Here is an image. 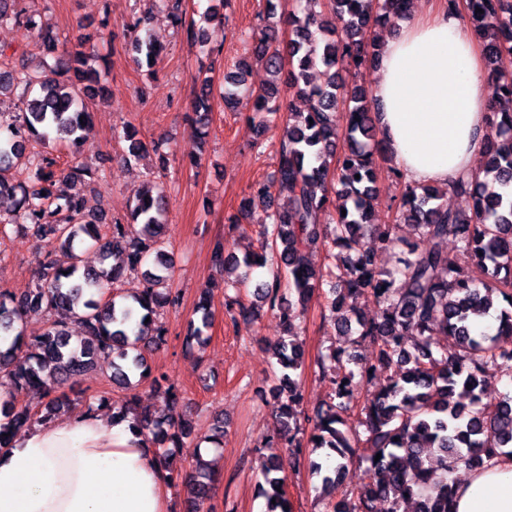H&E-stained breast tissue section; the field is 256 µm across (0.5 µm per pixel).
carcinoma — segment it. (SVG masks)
Here are the masks:
<instances>
[{
    "label": "carcinoma",
    "instance_id": "1",
    "mask_svg": "<svg viewBox=\"0 0 512 512\" xmlns=\"http://www.w3.org/2000/svg\"><path fill=\"white\" fill-rule=\"evenodd\" d=\"M259 16L253 52L266 69L278 75L289 67L286 84L296 97L308 102L305 112H293L276 151L270 182H257L253 192L271 197L286 193L289 206L275 210L261 232V252L239 256L215 251L224 272L225 289L241 291L253 284L246 303L239 296L224 298L232 321L251 320L266 305L278 315L286 336L273 347L283 373L272 388L277 411L286 428L268 440L271 448L294 452L303 445L312 451L336 453V465L323 469L311 461L320 479L318 498L323 512H374L380 497L390 512H452L456 487L452 474L477 470L502 456L512 457V396L484 400V388L494 377L512 381V313L501 310L507 332L491 335L476 328L490 315L494 299L512 307V112H491L484 154L485 178L457 179L445 190L463 199L466 207L450 209L440 203V191L403 180L389 167L399 185V203L391 224L371 220L377 205L376 157L391 162L375 125L373 102L363 86L345 81L340 66L356 69L376 55L375 28L387 10L404 16L409 0H327L329 14H317L312 4L298 3L289 16L291 38L277 39L272 19L274 0H267ZM185 25L187 39L201 50H219L224 39V18L212 13V28L183 20V0H157ZM467 16L482 38L489 69L498 74L492 96L512 102V72L504 66L512 54V0H467ZM12 23L48 49L59 48V38L26 0H0V24ZM129 49L139 66L151 67L162 45L149 27V18H135ZM99 55L78 44L62 51L51 67L14 70L0 61V94L23 86L24 108L14 122L0 130V233L19 225L35 236L50 235L58 250L45 256L34 287L17 294L0 285V335L11 337L0 347V377L9 381L8 397L0 398V446L12 428L50 418L67 403L61 388L98 361L112 367V383L130 390L149 371V348L163 341L164 311L177 305L170 282L172 271L165 245V188L147 180L131 193L125 221L102 222L98 209L88 206L84 166L65 170L58 148L78 152L84 145L89 111L84 90L101 84L106 71ZM319 69L324 81L310 82ZM243 66L224 76L220 97L230 107L241 93L251 95L259 123L280 109V88L272 82L264 89L246 86ZM211 87L201 82L195 95L196 122L212 111ZM126 158L143 156L145 143L136 132H124ZM43 150L26 156L27 144ZM335 214L333 223L325 217ZM415 231L414 241L398 236L399 226ZM456 241L447 251L443 242ZM90 244L100 253V267L85 268L77 249ZM392 254L393 267L374 263L373 247ZM335 261L324 270L318 251ZM145 265L144 284L119 292L114 283L124 271ZM482 265L488 280L477 286L466 272ZM329 286L327 307L336 321V333L345 337L318 356L317 375L326 377L331 394L326 407L300 421L301 382L306 369L305 351L293 333L308 303ZM372 298L380 312L375 318L360 314L359 301ZM32 310H45L51 319L44 332L29 338L24 319ZM190 320L186 345L203 342L212 321L209 294L200 297ZM82 326L83 337L74 342L70 324ZM367 345L375 356L358 360L356 347ZM387 383L371 393L365 387L377 373ZM37 388L48 398L40 414L16 405L17 395ZM118 411L133 416L158 458L169 463L176 449L193 434L182 420H161L141 404L135 394L125 397ZM355 448L370 450L366 480L355 492L336 495L343 472ZM381 458H376V455ZM285 457L273 453L257 465L258 496L267 512H287L284 488ZM214 477L196 460L189 487L188 512H202L210 498Z\"/></svg>",
    "mask_w": 512,
    "mask_h": 512
}]
</instances>
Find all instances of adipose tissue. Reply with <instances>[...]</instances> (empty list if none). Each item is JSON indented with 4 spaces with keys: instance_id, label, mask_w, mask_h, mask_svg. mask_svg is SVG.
Segmentation results:
<instances>
[{
    "instance_id": "1",
    "label": "adipose tissue",
    "mask_w": 512,
    "mask_h": 512,
    "mask_svg": "<svg viewBox=\"0 0 512 512\" xmlns=\"http://www.w3.org/2000/svg\"><path fill=\"white\" fill-rule=\"evenodd\" d=\"M375 66L377 129L404 177L442 186L473 177L495 77L462 9L401 18ZM453 510L512 512V459L470 472ZM0 512H170L166 473L131 416H63L0 448Z\"/></svg>"
}]
</instances>
